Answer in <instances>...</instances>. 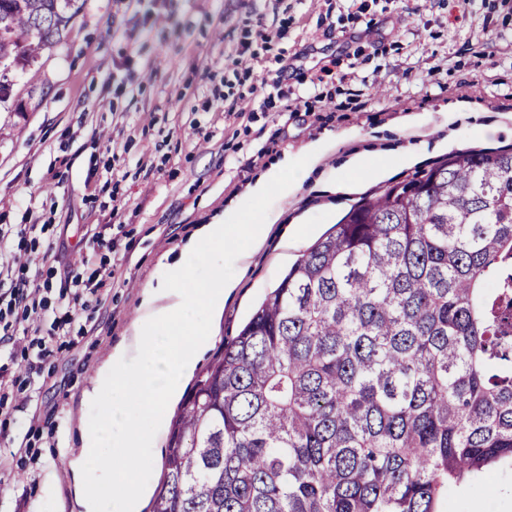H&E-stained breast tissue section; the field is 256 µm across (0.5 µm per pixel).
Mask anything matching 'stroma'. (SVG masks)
<instances>
[{
	"label": "stroma",
	"mask_w": 512,
	"mask_h": 512,
	"mask_svg": "<svg viewBox=\"0 0 512 512\" xmlns=\"http://www.w3.org/2000/svg\"><path fill=\"white\" fill-rule=\"evenodd\" d=\"M0 103V225H47L28 277L49 300L82 257L112 269L37 361L18 336L6 365L23 382L0 408V512H79L68 459L82 392L125 342L158 261L240 199L270 164L319 141L322 178L269 197L265 238L220 252L235 287L198 365L237 336L264 294L362 198L455 152L512 145V0H86L69 33L14 69ZM418 145L404 165L398 152ZM381 151L387 173L353 180L343 160ZM249 252L240 261L239 251ZM172 405L131 480L164 477ZM450 488L441 512H512Z\"/></svg>",
	"instance_id": "obj_1"
}]
</instances>
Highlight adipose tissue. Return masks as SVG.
Returning a JSON list of instances; mask_svg holds the SVG:
<instances>
[{
    "label": "adipose tissue",
    "mask_w": 512,
    "mask_h": 512,
    "mask_svg": "<svg viewBox=\"0 0 512 512\" xmlns=\"http://www.w3.org/2000/svg\"><path fill=\"white\" fill-rule=\"evenodd\" d=\"M265 229V222L244 218L231 208L200 225L185 252L204 260L211 248L258 240ZM154 279L132 337L111 350L84 392L85 403L97 413L82 421L81 446L69 460L79 478L81 512H102L107 496L113 512H139L145 489L128 479L127 469L142 449L151 447L154 437L142 431L137 420L160 413L180 396L184 378L212 339L211 329L191 320L189 311L201 306L219 311L234 286L216 271L205 283H192L188 267L180 261L159 262ZM107 446L112 454H104Z\"/></svg>",
    "instance_id": "1"
}]
</instances>
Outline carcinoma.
Wrapping results in <instances>:
<instances>
[{"label": "carcinoma", "mask_w": 512, "mask_h": 512, "mask_svg": "<svg viewBox=\"0 0 512 512\" xmlns=\"http://www.w3.org/2000/svg\"><path fill=\"white\" fill-rule=\"evenodd\" d=\"M84 0H0L12 66ZM512 464V147L353 206L198 374L152 512H440Z\"/></svg>", "instance_id": "carcinoma-1"}]
</instances>
